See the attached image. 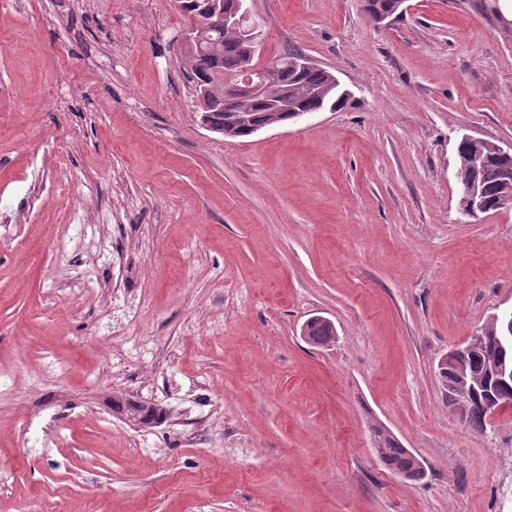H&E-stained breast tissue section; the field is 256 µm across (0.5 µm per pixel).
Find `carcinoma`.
I'll list each match as a JSON object with an SVG mask.
<instances>
[{"label": "carcinoma", "instance_id": "obj_1", "mask_svg": "<svg viewBox=\"0 0 512 512\" xmlns=\"http://www.w3.org/2000/svg\"><path fill=\"white\" fill-rule=\"evenodd\" d=\"M366 10L371 17L384 15L386 18L396 17L402 13L400 0H366ZM215 24L214 37L221 40L222 51L215 58L205 53L196 54L187 59L194 78L201 80L208 87L210 94L220 97L224 93L221 75H233L248 64V55L240 41L239 34L224 28V19L218 14L210 16ZM301 55L295 49H285L276 58L280 59L278 67L273 71L265 95L260 99L238 103L236 110L247 113L251 122L256 125L286 124L292 120L293 111L278 110L275 103L283 94L296 108L303 111H315L325 104L341 107L347 98L340 95L333 86V73L313 67L306 71L296 69L292 60ZM208 121L216 129L224 130L227 137H246L250 131L235 121V113L219 106L207 110ZM458 161L456 179L459 182H473L491 199L512 191V184L502 181V172L512 168L511 160H502L490 152L484 144L465 143L457 151ZM305 335L311 343L318 346L326 345L334 336V328L330 323L313 318L306 323ZM488 351L475 349L461 357L460 365L451 371L439 374L442 385L453 398L462 397L470 387L478 385L487 371ZM112 408L119 414L136 413L147 421L162 418L163 411L159 407H138L131 400H115ZM377 447L374 451L378 459L394 473L410 481H417L425 476L424 467L419 459L396 439L384 426L376 424L372 428Z\"/></svg>", "mask_w": 512, "mask_h": 512}]
</instances>
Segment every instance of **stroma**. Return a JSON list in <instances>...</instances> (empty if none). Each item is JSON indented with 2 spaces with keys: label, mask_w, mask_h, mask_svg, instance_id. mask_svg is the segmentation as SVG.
<instances>
[{
  "label": "stroma",
  "mask_w": 512,
  "mask_h": 512,
  "mask_svg": "<svg viewBox=\"0 0 512 512\" xmlns=\"http://www.w3.org/2000/svg\"><path fill=\"white\" fill-rule=\"evenodd\" d=\"M248 5L344 108L226 137L175 0L0 11V512H512V404L473 426L438 376L512 307V208L456 180L512 142V0ZM458 161L456 179L458 182H473L478 184L459 183L460 209L463 214L476 217L478 214L488 213L486 199L483 192L491 199L499 198L497 209L512 207V196L501 197L503 193L512 191L506 178L502 181L504 169H512L511 160H502L493 156L484 144L465 143L457 151ZM305 335L311 343L324 346L333 338L334 328L325 320L313 318L306 323ZM377 447L374 451L378 459L394 473L410 481L421 480L425 476L424 467L419 459L396 439V437L381 424L372 428Z\"/></svg>",
  "instance_id": "35a3bbf8"
}]
</instances>
